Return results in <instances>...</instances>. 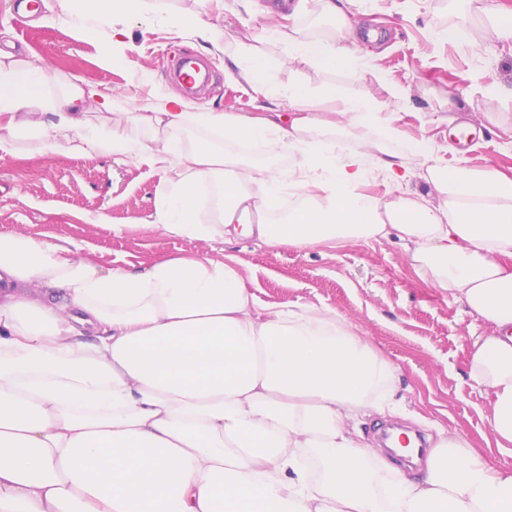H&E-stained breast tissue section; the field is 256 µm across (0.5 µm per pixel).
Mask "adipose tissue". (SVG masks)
<instances>
[{
	"mask_svg": "<svg viewBox=\"0 0 512 512\" xmlns=\"http://www.w3.org/2000/svg\"><path fill=\"white\" fill-rule=\"evenodd\" d=\"M163 0H59L75 39ZM264 28L268 56L202 26L175 23L223 54L226 79L287 100L290 124L193 110L176 94L148 112L77 76L0 51V155L42 149L127 156L164 169L152 229L195 241L254 237L303 248L397 235L431 287L495 327L477 337L469 377L489 399L498 444H512V176L448 163L446 148L406 139L371 93L283 85L287 64L317 72L370 65L357 16L377 0H316L320 32ZM435 42L472 51L512 40V9L448 0ZM112 112L89 124L88 103ZM194 139H187V131ZM428 193L411 191L412 177ZM379 178L387 198L365 191ZM211 192L209 219L200 217ZM295 199L275 215L283 192ZM75 243L0 235V512H512V464L459 433L441 436L420 479L383 478L351 421L384 413L397 376L347 320L293 304L260 315L231 266L177 257L137 270L99 268Z\"/></svg>",
	"mask_w": 512,
	"mask_h": 512,
	"instance_id": "ef3b65f1",
	"label": "adipose tissue"
}]
</instances>
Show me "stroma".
I'll return each instance as SVG.
<instances>
[{
    "label": "stroma",
    "instance_id": "35a3bbf8",
    "mask_svg": "<svg viewBox=\"0 0 512 512\" xmlns=\"http://www.w3.org/2000/svg\"><path fill=\"white\" fill-rule=\"evenodd\" d=\"M397 0L367 17L379 40L360 37L356 47L372 56L370 68L353 73H316L284 66L280 83L300 79L316 85L336 84L345 92H371L384 111H398V125L412 140L444 144L456 127L476 135L473 149L456 147L468 166H495L512 174V46L494 43L480 57L430 39V27L446 21L444 0H414L401 12ZM192 10L226 36L275 53L263 42V26L279 14L255 16L242 0H168L167 12L123 16L119 22L130 46L112 67L99 65L110 28L95 39L76 40L57 0H39L32 19H25L17 0H0V48L13 43L49 72L77 74L136 110L158 90L180 92L169 75L167 51L190 54L208 63L212 81L193 99L201 109L221 112H274L287 116L281 100L252 99L247 85L224 82V57L206 52L198 37L178 31L169 15ZM406 88L395 103L391 85ZM456 120L441 123L449 107ZM497 113L492 124L487 113ZM166 175L145 164L117 156L75 155L59 149L39 150L29 142L0 157V234L39 235L59 243H76L101 268H139L153 262L194 255L233 266L256 301L258 310L304 303L334 310L363 336L397 371L393 398L398 423L422 434L457 432L499 463L512 464V450L499 447L489 426L491 408L482 389L468 375L477 337L491 326L449 294L430 287L413 267L397 237L359 242H327L303 249L274 247L253 237L231 242L188 241L151 229L158 190ZM122 233H113V225Z\"/></svg>",
    "mask_w": 512,
    "mask_h": 512
}]
</instances>
